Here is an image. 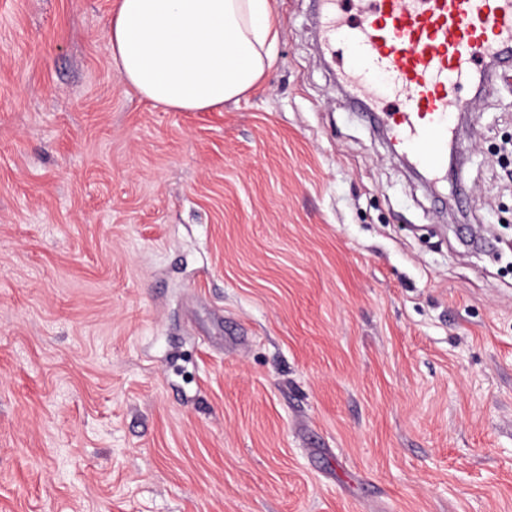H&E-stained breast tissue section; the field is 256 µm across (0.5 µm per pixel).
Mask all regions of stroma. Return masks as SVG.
I'll use <instances>...</instances> for the list:
<instances>
[{
	"label": "stroma",
	"instance_id": "stroma-1",
	"mask_svg": "<svg viewBox=\"0 0 512 512\" xmlns=\"http://www.w3.org/2000/svg\"><path fill=\"white\" fill-rule=\"evenodd\" d=\"M120 0H0V512H512V86L457 212L347 100L312 0L171 112Z\"/></svg>",
	"mask_w": 512,
	"mask_h": 512
}]
</instances>
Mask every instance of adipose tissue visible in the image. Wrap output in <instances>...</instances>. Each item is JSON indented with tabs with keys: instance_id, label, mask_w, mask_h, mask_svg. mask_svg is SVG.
<instances>
[{
	"instance_id": "ef3b65f1",
	"label": "adipose tissue",
	"mask_w": 512,
	"mask_h": 512,
	"mask_svg": "<svg viewBox=\"0 0 512 512\" xmlns=\"http://www.w3.org/2000/svg\"><path fill=\"white\" fill-rule=\"evenodd\" d=\"M122 82L175 111L239 98L274 63L273 0H120L107 31Z\"/></svg>"
}]
</instances>
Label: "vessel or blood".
<instances>
[{"label": "vessel or blood", "instance_id": "1", "mask_svg": "<svg viewBox=\"0 0 512 512\" xmlns=\"http://www.w3.org/2000/svg\"><path fill=\"white\" fill-rule=\"evenodd\" d=\"M326 50L354 49L340 66L349 100L384 124L394 146L434 181L471 189L449 165L456 119L475 88L512 76V0H318Z\"/></svg>", "mask_w": 512, "mask_h": 512}]
</instances>
